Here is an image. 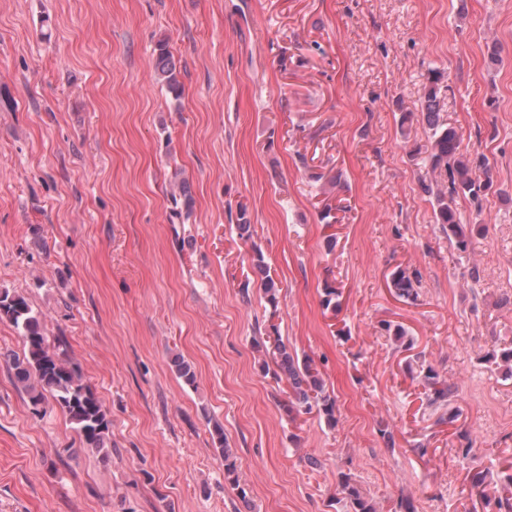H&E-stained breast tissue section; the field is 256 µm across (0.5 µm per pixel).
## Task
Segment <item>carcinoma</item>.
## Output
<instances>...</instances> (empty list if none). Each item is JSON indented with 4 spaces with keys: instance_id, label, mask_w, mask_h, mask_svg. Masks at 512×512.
Returning <instances> with one entry per match:
<instances>
[{
    "instance_id": "cac0c4a2",
    "label": "carcinoma",
    "mask_w": 512,
    "mask_h": 512,
    "mask_svg": "<svg viewBox=\"0 0 512 512\" xmlns=\"http://www.w3.org/2000/svg\"><path fill=\"white\" fill-rule=\"evenodd\" d=\"M153 69L158 83L174 99H180L184 86L166 39L156 44ZM442 80V73H432L421 101L420 119L430 131L429 145L425 148L427 160L431 172L444 174L437 190L427 185L425 191L435 192V221L448 236V243L465 252L472 245L473 236L481 233V226L462 223L456 199L467 196L479 202L489 188L490 180L480 178L477 172L487 170L488 159L483 155L472 156L461 152L460 134L441 121L439 104L442 90L446 89ZM255 268L260 274V291L268 304L277 307L280 288L269 274L259 252L256 253ZM418 283V273L409 274L403 269L395 272L391 278L396 295L413 302L418 297L415 288ZM3 319L10 322L22 338V353L9 355V369L14 384L25 395L29 405L37 411L49 403L54 404L65 414L83 447L94 450L103 459L108 458L112 454V423L108 411L94 390L85 383L80 366L69 356L65 338L51 339L46 335L41 314L35 311L29 298L22 293L0 291V320ZM254 348L270 358V361L263 362L265 372L272 373L278 381L284 379L288 382V402L284 404L288 415L315 411L324 416L328 426L336 425L335 397L325 390L324 380L312 358L298 357L296 351L288 348L277 334L273 336L268 333L254 340ZM171 365L185 384L196 386L194 368L182 356H173ZM424 379V395L430 407L444 405L458 392L457 386L441 378L430 366ZM211 434L224 458L225 479L238 483L237 456L224 441L223 427L214 424ZM457 455L473 465L472 485L479 489L485 503H493L492 512H512V471L502 477L491 497L482 489L484 476L476 467L478 455L472 441L457 448ZM339 493L346 498L350 512H378L373 500L360 490L348 474L340 477Z\"/></svg>"
}]
</instances>
